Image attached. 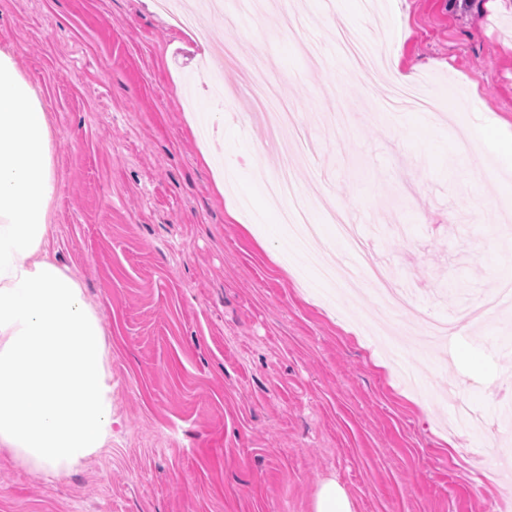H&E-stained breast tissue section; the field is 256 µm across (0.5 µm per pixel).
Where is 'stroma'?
Here are the masks:
<instances>
[{
    "label": "stroma",
    "mask_w": 512,
    "mask_h": 512,
    "mask_svg": "<svg viewBox=\"0 0 512 512\" xmlns=\"http://www.w3.org/2000/svg\"><path fill=\"white\" fill-rule=\"evenodd\" d=\"M404 83L425 82L437 117L386 111L395 72L348 78L328 0H268L260 20L158 0H0V49L14 52L51 115L56 260L105 326L112 446L65 476L0 451V512H313L336 479L355 512H512V313L460 320L457 350L430 342L423 316L449 315L512 275V197L459 173L449 130L499 122L512 134V0H391ZM206 33L201 46L191 29ZM262 56V77L294 100L315 144L295 181L321 240L345 254L326 216L347 211L363 263L412 292L388 314L369 281L344 288L281 252L285 227L228 213L239 186L199 158L188 114L219 113L224 170L270 179L288 138L253 110L251 75L224 62ZM342 112L339 129L319 121ZM411 335L388 350L383 335ZM413 372L404 380L397 369ZM477 415L480 445L450 427L448 404Z\"/></svg>",
    "instance_id": "obj_1"
}]
</instances>
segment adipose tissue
Instances as JSON below:
<instances>
[{
  "label": "adipose tissue",
  "instance_id": "ef3b65f1",
  "mask_svg": "<svg viewBox=\"0 0 512 512\" xmlns=\"http://www.w3.org/2000/svg\"><path fill=\"white\" fill-rule=\"evenodd\" d=\"M42 101L0 51V448L68 473L112 444L105 329L49 254L58 194Z\"/></svg>",
  "mask_w": 512,
  "mask_h": 512
}]
</instances>
